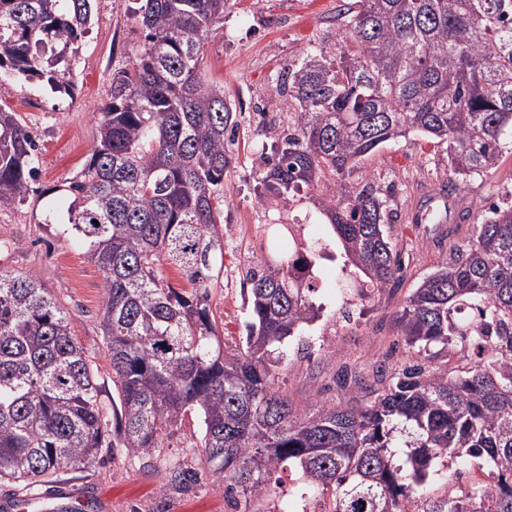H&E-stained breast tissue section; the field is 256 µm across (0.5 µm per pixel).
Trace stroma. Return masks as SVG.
Instances as JSON below:
<instances>
[{"instance_id":"35a3bbf8","label":"stroma","mask_w":512,"mask_h":512,"mask_svg":"<svg viewBox=\"0 0 512 512\" xmlns=\"http://www.w3.org/2000/svg\"><path fill=\"white\" fill-rule=\"evenodd\" d=\"M350 0H235L204 49L203 73L224 89L236 129L228 145L223 266L210 304L225 351L242 347L249 318L247 271L269 258L276 225H289L299 249L325 247L313 269L312 300L319 316L300 335L279 346L275 384L302 411L339 399L342 385L373 383L376 372L416 363L396 317L420 282L449 258L451 244L470 237L474 219L490 204L512 203V150L497 169L468 181L463 203L472 221L415 223L426 206L444 211L439 188L448 180L444 145L421 136L388 143L368 156L361 171L388 192L393 213L391 240L401 270L387 287L340 290L358 271L347 265L331 226L314 204L328 194L323 183L292 200H258L256 170L272 132L288 123V100L278 76L297 63L306 47L336 31L337 15ZM138 0H94L89 33L75 65L74 97H52L40 83L0 82V106L17 113L38 144L34 191L20 205L0 206V272L33 273L67 312L72 333L97 367L104 403H111L112 370L101 330L103 274L78 239L59 234L66 221L63 188L90 160L98 117L110 93L113 71L143 45L132 17ZM201 428L189 419L165 437L152 456L103 449L88 467L50 483L25 486L0 481V512H231L222 480L202 473ZM200 472L184 488L171 483L173 467ZM265 506L270 512H330V498L305 491L297 473L278 472Z\"/></svg>"}]
</instances>
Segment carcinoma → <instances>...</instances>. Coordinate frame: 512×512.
<instances>
[{
  "label": "carcinoma",
  "mask_w": 512,
  "mask_h": 512,
  "mask_svg": "<svg viewBox=\"0 0 512 512\" xmlns=\"http://www.w3.org/2000/svg\"><path fill=\"white\" fill-rule=\"evenodd\" d=\"M229 7L141 0L145 42L112 73L92 156L68 185L63 233L104 278L114 426L69 316L37 275L0 273V481L51 482L94 461L110 437L148 456L190 415L208 472L241 512H271V476L288 464L331 496V512H406L434 464L462 455L491 465L495 482L429 497L421 512H512V204H491L398 313L422 360L471 350L465 374L413 365L378 380L368 400L347 393L301 414L274 388L269 361L315 318L313 288L294 270L316 254L291 249L284 232L273 236L274 262L247 276L245 348L222 350L210 298L234 121L202 63ZM91 18L92 0H0V76L73 96ZM336 37L339 51L315 47L283 74L289 125L260 156L257 183L262 200L333 184L315 204L363 273L361 293L400 270L388 201L360 174L368 155L414 134L445 144L453 178L442 191L452 196L512 148V0H355ZM37 153L28 126L0 108V205L27 200ZM168 265L190 289L166 281ZM398 447L400 464L389 452Z\"/></svg>",
  "instance_id": "carcinoma-1"
}]
</instances>
